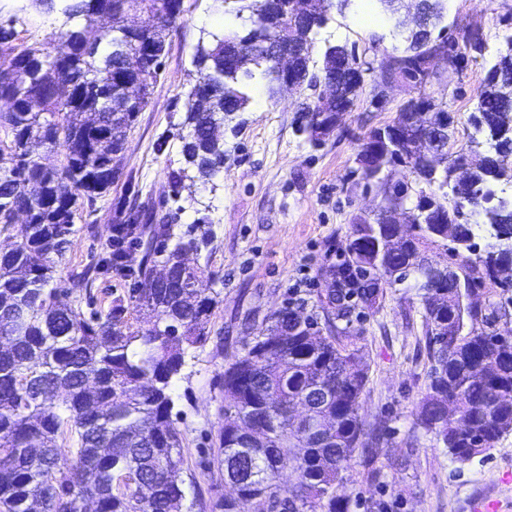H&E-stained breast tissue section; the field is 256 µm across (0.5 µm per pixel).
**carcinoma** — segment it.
<instances>
[{
	"mask_svg": "<svg viewBox=\"0 0 512 512\" xmlns=\"http://www.w3.org/2000/svg\"><path fill=\"white\" fill-rule=\"evenodd\" d=\"M445 2L425 0L428 26L442 18ZM106 5L139 9L150 22L131 40L109 31L90 42L85 31L70 30L74 57L61 63L37 48L15 52L11 35L0 30V99L13 101L11 111L0 113V128L12 135L10 143L0 141V224H13L18 210L29 215L17 230L15 247L0 254V337L11 342L10 352L0 354V512H27V494L35 484L42 486L50 512H70L77 495L94 498L97 512H182L186 500L178 480L182 440L171 420L170 388L185 351L207 339L204 319L216 303L193 287L198 271L185 263L187 253L197 249L196 239L174 238L170 224L142 225L141 234L161 241L159 253L171 279L158 282L153 269H141L140 285L132 289L135 328L124 320L121 299L106 314L87 319L67 292L49 287L79 200L92 202L112 186L126 132L138 116L129 91L143 90L147 105L159 71L156 57L164 54L181 14V0H78L69 16L90 23ZM247 12V34L218 38L196 52L205 73L188 96L190 130L182 153L203 177L224 168V142L210 127L250 103L242 78L259 70L278 81L272 60L251 50L270 37L307 40L325 21L323 14L308 16L301 28L291 29L288 0H249ZM408 39L402 64L391 68L390 77L418 82L438 43L425 32ZM139 40L155 46L156 53L136 69L122 67ZM321 73L336 74L340 90L333 101L303 109V130L313 138L336 123V113L350 108L360 88L353 59L342 46L326 51ZM319 74L310 71V57L299 59L295 75L306 87ZM418 107L407 104L385 127L388 137H380V128L371 131L357 162L372 169L370 182L382 193V209L399 204L387 171L403 165L415 176L419 203L433 213L420 215L418 231L396 255L374 251L395 232L383 217L355 225L345 258L326 269L327 287L320 291L325 327L300 308L275 311L253 344L224 370V429L206 465L240 488L219 504L222 512H347L348 503L336 495L340 474L356 450L374 455L380 435L366 429L359 414L367 374L335 319L351 313L354 299L373 307L379 283L389 281L394 269L424 276L417 260L429 244L451 240V256L460 258L459 280L433 299L421 295L431 367L417 422L461 463L512 431V337L474 327L464 331L465 319L476 321L481 312L463 299L484 281L497 280L499 259L488 251L469 257L479 225L459 223L462 204L444 192L451 181L458 192L476 194L497 177L512 179V135L493 141L512 120V40L498 52L475 109L494 154L468 180L455 161L432 177L412 152L406 129L407 122L423 120ZM33 140L63 142L66 164L57 167L30 156ZM48 390L60 403L43 397ZM295 399L309 401L315 416L327 421V436L313 438L294 425L289 402ZM67 432L79 443L70 463L61 460L56 446L57 436ZM286 467L294 469L298 482L285 495L277 478Z\"/></svg>",
	"mask_w": 512,
	"mask_h": 512,
	"instance_id": "cac0c4a2",
	"label": "carcinoma"
}]
</instances>
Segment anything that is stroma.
<instances>
[{
  "mask_svg": "<svg viewBox=\"0 0 512 512\" xmlns=\"http://www.w3.org/2000/svg\"><path fill=\"white\" fill-rule=\"evenodd\" d=\"M68 3L0 0V25L13 30L16 48L37 47L53 57L64 51L67 31L86 25L84 18H68ZM412 13L408 5L400 19H392L378 0L334 5L310 36L312 62L321 66L329 47L344 46L355 53L364 79L336 128L311 141L298 129V109L309 90L273 92L268 79L254 73L246 81L248 109L223 127V169L212 179L179 184L175 178L186 166L185 104L203 75L193 61L195 49L225 28L249 26L227 0H183L149 102L127 133L112 186L74 219L51 285L70 289L74 275L88 272L87 289L72 295L87 315L106 313L113 299L128 298L139 282L145 260L140 246L130 250V273L107 263L114 225L168 222L178 234L193 230L199 241L189 262L199 271L205 295L218 302L207 318V339L186 354L171 398L182 438L180 477L195 481L205 501L234 495L221 471L202 465L224 426L229 360L253 343L274 311L292 305L320 313L327 266L338 261L355 224L377 218L382 197L357 171L361 140L393 123L403 105L429 96L451 120L449 157L472 149L478 92L512 37V0H448L434 33L455 44L466 60L458 71L420 85L384 78L390 58L408 46ZM475 34L482 49L470 46ZM381 289L378 305L336 321L352 334L367 373L361 418L366 428L383 434L377 455L355 452L337 495L348 499L349 512H367L372 500L383 503L385 512H474V500L483 497L507 502L506 512H512V485L501 482L504 471L512 470V433L486 454L461 463L417 425L430 370L421 291L412 278ZM469 301L483 313H496L493 330L512 335V286L485 283Z\"/></svg>",
  "mask_w": 512,
  "mask_h": 512,
  "instance_id": "stroma-1",
  "label": "stroma"
}]
</instances>
